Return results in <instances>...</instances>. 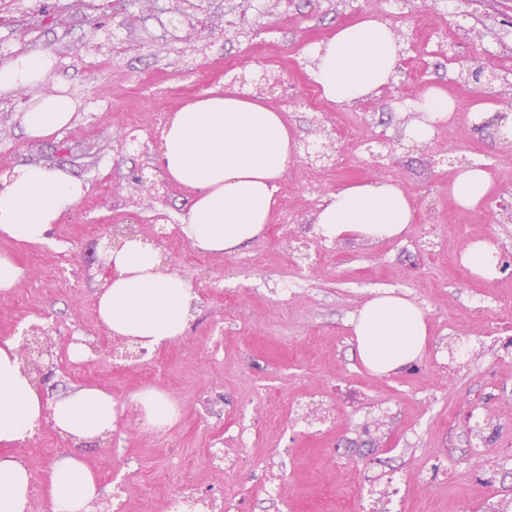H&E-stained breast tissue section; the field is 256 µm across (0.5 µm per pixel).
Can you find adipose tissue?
<instances>
[{"instance_id": "1", "label": "adipose tissue", "mask_w": 512, "mask_h": 512, "mask_svg": "<svg viewBox=\"0 0 512 512\" xmlns=\"http://www.w3.org/2000/svg\"><path fill=\"white\" fill-rule=\"evenodd\" d=\"M308 73L321 98L346 106L379 96L394 79L402 45L389 25L366 16L337 26L327 40L306 51ZM54 57L33 50L0 65V95L45 82ZM79 104L67 90L31 99L20 124L31 139L59 133ZM419 117L406 129L415 141L429 140L447 122L454 102L437 87L412 104ZM295 139L280 112L238 88H216L187 102L166 120L160 136L162 166L170 180L194 197L182 220L183 237L194 247L233 253L263 237L277 205L279 184L295 156ZM493 182L483 164L460 170L449 186L457 207L476 208ZM88 186L62 169L31 163L0 178V233L19 243L46 242L57 222L86 195ZM412 220L411 201L389 181L353 183L330 192L315 216L317 236L329 243H380L403 235ZM112 277L97 292V316L114 335L154 352L183 336L197 298L192 284L161 267L158 249L139 238L125 240L106 256ZM358 359L383 377L420 359L428 340L422 307L392 289L376 291L349 319ZM13 339L0 340V512H25L33 473L7 450L30 435L43 415L42 396L21 370ZM146 425L160 430L180 415L177 403L154 387L135 396ZM55 427L74 441L116 428L118 404L97 386L80 385L53 407ZM50 512H92L99 497L93 471L75 454L63 456L47 478Z\"/></svg>"}]
</instances>
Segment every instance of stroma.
Listing matches in <instances>:
<instances>
[{
  "label": "stroma",
  "instance_id": "stroma-1",
  "mask_svg": "<svg viewBox=\"0 0 512 512\" xmlns=\"http://www.w3.org/2000/svg\"><path fill=\"white\" fill-rule=\"evenodd\" d=\"M363 16L386 21L403 46L391 87L373 101L312 108L305 49ZM123 19L125 53L105 72L89 62L102 57L98 45L111 19L77 11L62 22L48 12L33 30L0 27V37L13 36L22 52L41 49L57 59L44 91L64 84L82 103L70 126L48 139H28L18 118L9 119L0 132V170L43 163L89 186L50 242L0 235V252L23 270L12 294L0 293V339L22 338L45 318L63 329L95 321L105 226L132 225L149 241L181 224L193 192L161 177L156 114L200 97L192 70L217 73L231 60L247 82L269 75L262 98L283 113L302 151L278 192L287 219H274L263 238L234 253H208L202 265L192 245L172 255L173 270L198 299L185 335L155 353L181 405L170 438L160 440L127 411L116 428L119 451L94 438H63L56 456L77 453L94 472L110 470L102 493L126 503V512H139L146 483L165 482L177 455L190 462L184 482L228 497L253 486L255 512H336L390 478L404 496L402 512H484L490 501L512 512V268L488 282L459 262L478 238L512 261V147L499 138L512 126V0H285L275 14H255L239 38L225 36L215 20L200 55L146 40L142 13ZM154 71L165 78L160 89L132 93L137 78ZM434 86L455 101L453 120L430 140L384 147L380 136L404 130L416 117L409 102ZM101 97L111 102L108 113L91 106ZM481 100L492 108L475 123L471 108ZM130 106L141 112V151L125 146L122 114ZM477 162L491 172L494 190L487 204L463 211L448 182ZM364 180L395 181L413 200L406 232L377 244L319 240L314 215L324 197ZM63 252L82 297L51 286ZM377 288L406 293L431 328L422 358L384 377L363 369L348 326ZM224 289L231 303L220 298ZM107 346L118 354L96 362V385L128 407L147 383L145 360L126 357L128 342ZM210 392L223 396L224 417L206 423L200 400ZM215 434L235 449L238 469L206 465ZM48 436L36 429L11 449L35 475L31 512H49L46 479L56 457L40 452ZM265 461L282 465L283 502L257 489Z\"/></svg>",
  "mask_w": 512,
  "mask_h": 512
}]
</instances>
